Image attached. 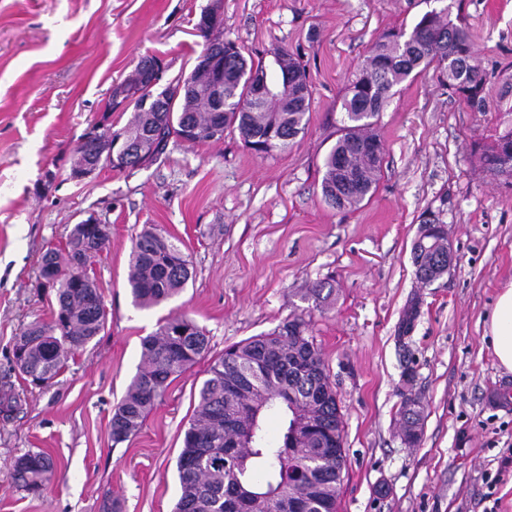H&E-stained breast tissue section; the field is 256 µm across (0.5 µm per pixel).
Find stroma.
<instances>
[{
    "mask_svg": "<svg viewBox=\"0 0 512 512\" xmlns=\"http://www.w3.org/2000/svg\"><path fill=\"white\" fill-rule=\"evenodd\" d=\"M210 0H0V512H172L176 468L198 390L226 347L300 317L336 389L346 469L338 512H512V411L484 396L505 372L485 334L512 282V186L487 176L478 147L512 123V0H222L223 33L272 63L285 48L305 65L311 107L288 150L255 154L238 130L218 141L170 140L134 169L70 179L74 148L105 114L114 83L143 54L166 79L203 48L194 26ZM451 6L487 73L485 109L471 111L433 74L395 86L378 121L384 144L373 194L343 210L321 193L340 135L341 103L369 47L390 29ZM446 226L453 263L430 285L411 249L422 217ZM109 244L93 269L107 323L48 388L30 386L11 351L21 328L50 320L55 290L36 284L48 248L64 250L88 215ZM153 225L172 237L192 276L168 302L134 306L132 241ZM334 292L307 301L317 284ZM187 316L210 350L176 378L130 441L109 421L160 319ZM422 407L420 439L403 440L404 393ZM56 471L40 495L11 464L28 451Z\"/></svg>",
    "mask_w": 512,
    "mask_h": 512,
    "instance_id": "1",
    "label": "stroma"
}]
</instances>
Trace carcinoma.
<instances>
[{
    "label": "carcinoma",
    "mask_w": 512,
    "mask_h": 512,
    "mask_svg": "<svg viewBox=\"0 0 512 512\" xmlns=\"http://www.w3.org/2000/svg\"><path fill=\"white\" fill-rule=\"evenodd\" d=\"M370 68L353 80L343 99L342 135L325 159L322 196L335 208L344 209L361 203L371 192L376 168L372 167L360 145L379 138L375 133L380 112L392 89L411 74L433 71L439 85L452 92L471 109L485 107L486 74L475 50L469 30L451 19L449 6L431 10L421 16L410 30L383 34L368 51ZM245 68L265 74L263 61L247 59L242 52L224 50V113L211 111L210 104L199 100L188 104L183 98L170 99L163 124L154 129L151 158H156L172 137H179L187 123L196 125L201 141L213 140L209 130L217 121L223 129L234 127L243 139L276 138L268 155L288 148L307 125L310 105H296L293 99L278 96L266 99L257 112L238 110L249 102L254 86L240 81ZM151 114L135 112L129 124L112 131L133 139L150 123ZM107 225L92 230L78 229L68 242L66 256L52 253L62 267L86 263L82 247L94 239L106 244ZM445 250L437 247L412 254L416 277L431 283L445 273L448 260ZM191 277L190 263L181 249L153 226L145 227L136 237L130 259L128 284L134 304L139 308L158 306L185 288ZM58 311L69 316V324L59 328L56 317L35 320L25 326L16 342L27 350L20 370L45 384L54 379L65 362L94 340L104 329L105 309L96 283L77 287L69 275L57 282ZM142 364L125 396L115 406L110 420L113 444L130 440L141 429L146 416L162 400L171 382L204 357L210 349L204 328L186 317H173L159 324L157 331L142 339ZM263 356L267 370L261 387L270 397H287L265 406L258 420L267 415L291 416L310 411L318 421L317 436L327 443L315 447L304 442L302 451L305 472L295 480L291 490L307 506L306 512H337V501L346 455L342 419L336 404V391L308 325L294 318L274 331L247 338L224 351L209 368V377L198 391V405L185 431L184 446L177 460L180 495L175 512H277V492L288 487V432L282 444L267 445L265 438L250 448L225 447L224 391L226 384L246 371L253 359ZM331 390L330 403L310 407L313 390ZM293 390L295 398L288 397ZM419 402L404 399L401 414L404 424L418 421ZM13 465L17 486L38 495L51 480L55 465L44 452H27Z\"/></svg>",
    "instance_id": "obj_1"
}]
</instances>
